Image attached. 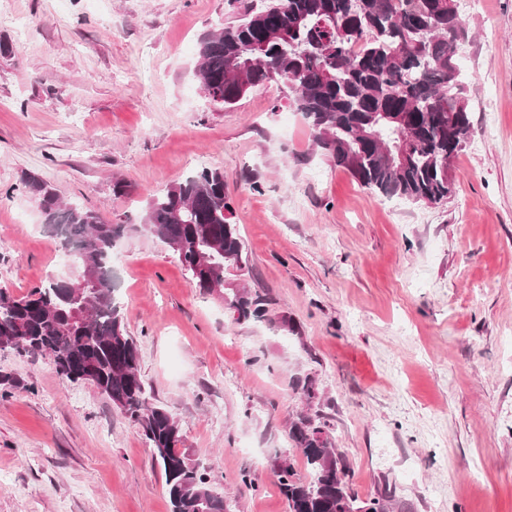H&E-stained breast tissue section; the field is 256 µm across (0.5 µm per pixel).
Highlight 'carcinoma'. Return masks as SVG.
<instances>
[{"label": "carcinoma", "instance_id": "cac0c4a2", "mask_svg": "<svg viewBox=\"0 0 512 512\" xmlns=\"http://www.w3.org/2000/svg\"><path fill=\"white\" fill-rule=\"evenodd\" d=\"M241 18L208 34L195 75L217 108L235 105L253 88L284 79L318 148L362 187L385 197L439 204L453 193V162L472 133L459 45L468 37L456 0H241ZM40 207L43 225L61 248L97 278L96 290L75 291L49 278L16 298L0 289V345L20 356L47 355L70 382L90 380L138 424L163 473L170 512H226L206 474L177 448L180 425L149 403L139 351L114 302L112 252L123 234L92 210L61 201L37 175L21 180ZM224 173L204 168L157 193L143 230L166 245L200 292H220L237 320H260L265 300L226 283L225 271L248 267L238 225L231 222ZM301 415L288 438L303 453L311 480L285 462L278 472L289 512H360L343 458L325 431ZM384 486L366 512H389Z\"/></svg>", "mask_w": 512, "mask_h": 512}]
</instances>
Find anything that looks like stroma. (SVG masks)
Here are the masks:
<instances>
[{
  "instance_id": "35a3bbf8",
  "label": "stroma",
  "mask_w": 512,
  "mask_h": 512,
  "mask_svg": "<svg viewBox=\"0 0 512 512\" xmlns=\"http://www.w3.org/2000/svg\"><path fill=\"white\" fill-rule=\"evenodd\" d=\"M457 5L473 133L453 195L427 205L323 156L286 81L213 107L197 49L237 0H0V288L73 272L23 174L124 225L114 295L149 401L228 512H289L282 462L308 479L288 439L305 376L359 499L387 481L395 512H512V0ZM203 168L223 170L249 259L226 279L264 320L235 322L140 229ZM5 373L0 512H169L140 427L94 385L11 350Z\"/></svg>"
}]
</instances>
